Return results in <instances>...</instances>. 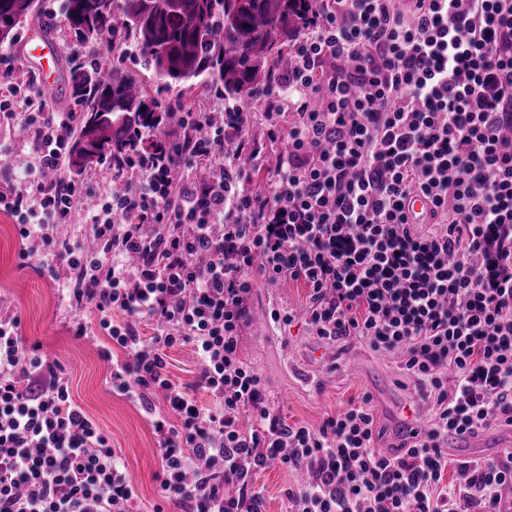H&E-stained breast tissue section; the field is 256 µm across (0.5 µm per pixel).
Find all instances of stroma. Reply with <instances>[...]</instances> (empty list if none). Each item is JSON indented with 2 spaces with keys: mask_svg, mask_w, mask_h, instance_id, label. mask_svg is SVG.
Returning <instances> with one entry per match:
<instances>
[{
  "mask_svg": "<svg viewBox=\"0 0 512 512\" xmlns=\"http://www.w3.org/2000/svg\"><path fill=\"white\" fill-rule=\"evenodd\" d=\"M46 29L59 47L62 72H69L73 52L102 59L105 67L122 63L121 49L106 42H85L70 31L62 0H38L34 15L20 23L12 42L0 44V58L18 63L32 27ZM19 236L14 220L0 211V302L20 316L19 334L26 345H40L50 360L64 368L73 399L112 437L136 485L139 512H151L159 501L155 475L159 470L157 443L146 414L135 404L112 393L109 363L99 356L107 339L103 333L75 339L69 332V313L54 281L41 274L37 260L18 265ZM307 300L302 284L285 282L274 287L257 284L250 307L249 326L240 346L242 359L262 375L271 401L289 423L319 425L326 417L344 412L370 397L376 427L383 436L379 446L390 450L401 443V426L390 414L418 403L419 386L406 375L399 355L375 352L350 338L322 340L309 335L301 322H273L271 311L300 312ZM167 372L188 387L204 405L210 394L198 380L199 361L192 344L166 351ZM267 512H285L287 489L302 485L299 472L274 465L255 477Z\"/></svg>",
  "mask_w": 512,
  "mask_h": 512,
  "instance_id": "35a3bbf8",
  "label": "stroma"
}]
</instances>
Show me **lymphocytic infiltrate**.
Returning <instances> with one entry per match:
<instances>
[{
    "label": "lymphocytic infiltrate",
    "instance_id": "lymphocytic-infiltrate-1",
    "mask_svg": "<svg viewBox=\"0 0 512 512\" xmlns=\"http://www.w3.org/2000/svg\"><path fill=\"white\" fill-rule=\"evenodd\" d=\"M292 56L261 96L274 160L230 149L245 112L225 124L183 112L162 145L104 161L98 194L81 178L46 181L76 115L1 69L0 127L29 132L30 162L0 189L19 263L38 258L68 307L97 312L113 392L152 417L153 512H265L254 477L275 464L306 474L288 512H505L512 448L453 464L448 439L512 425V0H316ZM190 125L206 137H187ZM415 194L429 230L407 219ZM76 222L95 248L60 239ZM258 277L308 288L311 335L398 353L433 422L392 452L364 402L288 424L240 358ZM19 326L0 314V512H136L123 458ZM185 342L210 406L166 371V349Z\"/></svg>",
    "mask_w": 512,
    "mask_h": 512
}]
</instances>
